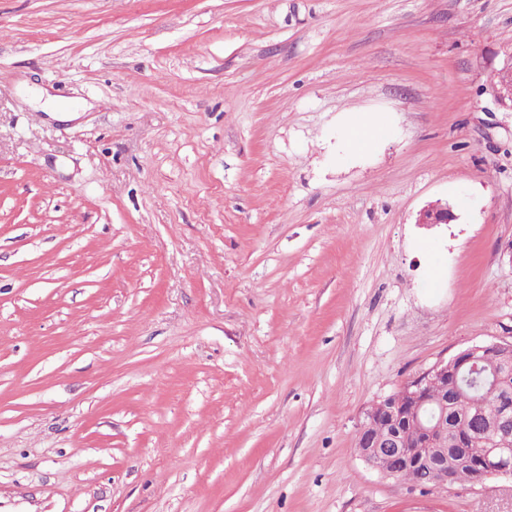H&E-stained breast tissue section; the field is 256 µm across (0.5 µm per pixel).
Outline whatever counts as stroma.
Segmentation results:
<instances>
[{
    "mask_svg": "<svg viewBox=\"0 0 512 512\" xmlns=\"http://www.w3.org/2000/svg\"><path fill=\"white\" fill-rule=\"evenodd\" d=\"M509 51L512 0H0V512H512L356 449L512 341ZM502 75L499 82L494 83L492 88L497 103L505 108H512V54L506 55L502 67L498 69ZM376 130L371 121H363L360 124L350 125L344 131V138L348 145L355 149H362L374 141Z\"/></svg>",
    "mask_w": 512,
    "mask_h": 512,
    "instance_id": "obj_1",
    "label": "stroma"
}]
</instances>
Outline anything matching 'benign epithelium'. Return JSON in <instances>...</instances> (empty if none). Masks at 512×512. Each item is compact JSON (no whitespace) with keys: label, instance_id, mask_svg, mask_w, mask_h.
<instances>
[{"label":"benign epithelium","instance_id":"benign-epithelium-1","mask_svg":"<svg viewBox=\"0 0 512 512\" xmlns=\"http://www.w3.org/2000/svg\"><path fill=\"white\" fill-rule=\"evenodd\" d=\"M502 75L493 84L497 103L512 108V54L507 55L498 69ZM453 217L448 206L436 205L428 208L419 220L421 224H446ZM491 372L490 391L497 394L496 407L491 413L477 416L479 426L469 428L440 419L433 429L419 420L421 412L430 411V400L425 385L435 383L448 387L465 374ZM364 417H375L386 423L388 432L382 439L366 437L365 424H359L356 438L363 439L357 444L360 458L369 466L386 476L397 478L404 472L425 468L433 476L436 486L452 485L450 472L455 466H466L476 473L475 482L481 483L493 475L512 477V447L498 448V435L512 428V343L488 342L467 347L447 361H440L409 380L395 394L373 403ZM414 427L428 435L435 452L424 456L416 453L404 439L405 427ZM475 437L486 443L487 453L477 460L471 459L464 451L465 443Z\"/></svg>","mask_w":512,"mask_h":512}]
</instances>
